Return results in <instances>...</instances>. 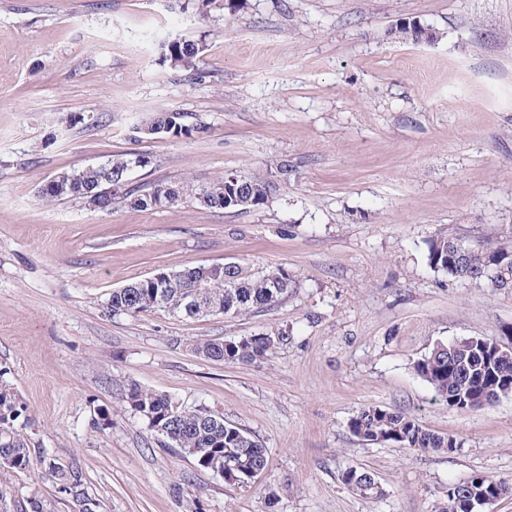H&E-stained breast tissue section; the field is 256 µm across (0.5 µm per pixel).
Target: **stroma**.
Returning <instances> with one entry per match:
<instances>
[{
    "label": "stroma",
    "mask_w": 512,
    "mask_h": 512,
    "mask_svg": "<svg viewBox=\"0 0 512 512\" xmlns=\"http://www.w3.org/2000/svg\"><path fill=\"white\" fill-rule=\"evenodd\" d=\"M179 36L204 45L194 70L159 57ZM169 109L194 132L137 137ZM131 152L149 158L132 189L253 172L275 190L224 213L40 200L56 173ZM444 235L512 243V0H218L205 17L177 0H0V380L31 438L81 465L97 512H439L472 475L512 483V395L452 409L412 369L439 342L512 347V288L430 267ZM200 264L297 287L246 315H104L112 289ZM259 334L275 345L257 364L192 350ZM131 382L250 433L265 469L230 485L196 468L125 408ZM373 405L459 446L364 442L349 423ZM350 468L385 497L351 491ZM0 484L11 512L35 493L73 512L44 470Z\"/></svg>",
    "instance_id": "stroma-1"
}]
</instances>
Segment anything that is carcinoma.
I'll list each match as a JSON object with an SVG mask.
<instances>
[{"label": "carcinoma", "mask_w": 512, "mask_h": 512, "mask_svg": "<svg viewBox=\"0 0 512 512\" xmlns=\"http://www.w3.org/2000/svg\"><path fill=\"white\" fill-rule=\"evenodd\" d=\"M203 52L202 43L175 38L160 47L162 58L175 67L190 69ZM188 115L178 109L153 114L136 127L143 138L159 134L179 137L191 131ZM134 153L114 155L107 160L79 169L55 174L41 186L39 197L45 203L64 199H80L102 211L112 210L113 191L127 185V167L136 158ZM145 159V156L138 157ZM237 185L251 196L253 203L242 206L230 203L224 195L221 177L198 188L190 182H170L155 186L144 193L129 190L122 198L141 210H154L193 199L214 210L259 208L269 199L271 180L256 173L237 175ZM453 237H438L428 243V262L454 279L470 280L494 261L502 263L506 276L512 277V245L503 244L494 250L464 243L461 251L448 249ZM172 288L146 277L112 290L105 312L113 315L138 316L158 310L181 314L189 318L248 314L272 307L296 288V282L283 270L258 277L243 274L234 265L214 267L198 265L175 272H166ZM199 283L195 292L201 298L199 309L185 310V284ZM274 340L270 336H245L240 339L204 340L193 344V350L212 361L229 365L252 364L265 359ZM416 375L426 382L448 407L471 411L490 405L512 394V352L501 350L485 355L484 347L467 338L451 343L439 342L424 357L413 364ZM125 407L142 416L150 429L162 435L173 448L192 458L197 467L214 474L224 472V481L245 483L262 472L267 464V449L243 429L224 422L210 410L184 408L167 395L150 391L137 384L129 385L123 399ZM27 408L8 384L0 383V472L29 470L40 466L56 479L58 492L70 496L75 505L87 499L82 468L75 462L63 464L36 447L25 432ZM352 434L364 442H396L408 448L442 451L457 444L451 436L437 434L423 427L415 418L402 412L368 406L352 418ZM365 470L348 469L342 481L351 490L365 497H381V485H373Z\"/></svg>", "instance_id": "cac0c4a2"}]
</instances>
